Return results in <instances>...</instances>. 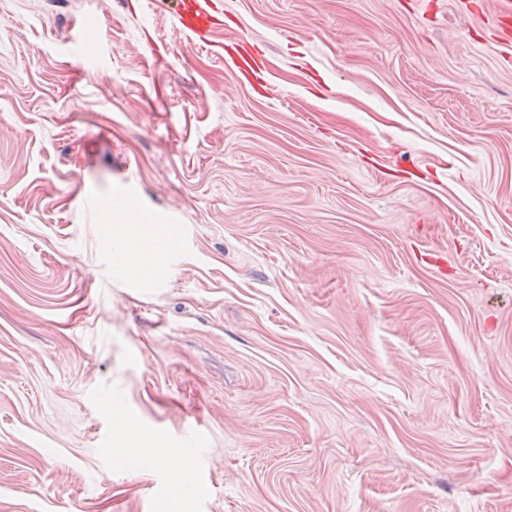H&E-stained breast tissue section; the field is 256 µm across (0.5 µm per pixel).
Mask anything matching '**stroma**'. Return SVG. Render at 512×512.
<instances>
[{"mask_svg":"<svg viewBox=\"0 0 512 512\" xmlns=\"http://www.w3.org/2000/svg\"><path fill=\"white\" fill-rule=\"evenodd\" d=\"M223 2L203 43L160 0H0V512H172L116 411L189 449L190 512H512L490 0ZM118 189L186 229L162 283L109 274ZM95 26V19L93 17H86V19L81 21L76 28V45L81 56L90 61H97L102 55L101 43L93 34ZM87 207L100 216L103 220L112 216L113 210L119 211H135V196L128 190H121L112 193V196L105 199L98 197H89L87 199Z\"/></svg>","mask_w":512,"mask_h":512,"instance_id":"stroma-1","label":"stroma"}]
</instances>
